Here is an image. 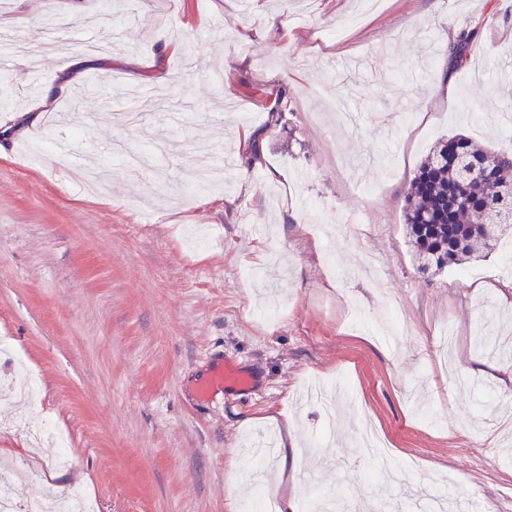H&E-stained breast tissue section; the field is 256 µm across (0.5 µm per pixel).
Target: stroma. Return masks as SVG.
<instances>
[{
    "label": "stroma",
    "instance_id": "35a3bbf8",
    "mask_svg": "<svg viewBox=\"0 0 512 512\" xmlns=\"http://www.w3.org/2000/svg\"><path fill=\"white\" fill-rule=\"evenodd\" d=\"M101 3L0 0V45L82 16L24 77L0 72V336L41 383L0 397L14 499L78 487L99 512H242L247 450L285 413L299 454L265 467L274 495L387 512L439 471L461 479L452 501L512 512V355L475 342L512 338V260L422 273L403 226L439 140L512 152V0ZM465 29L471 55L449 69ZM65 74L66 121L13 135L29 85ZM40 138L69 149L29 156ZM311 203L362 234L313 235ZM217 356L253 390L199 400ZM46 419L70 469L37 440Z\"/></svg>",
    "mask_w": 512,
    "mask_h": 512
}]
</instances>
